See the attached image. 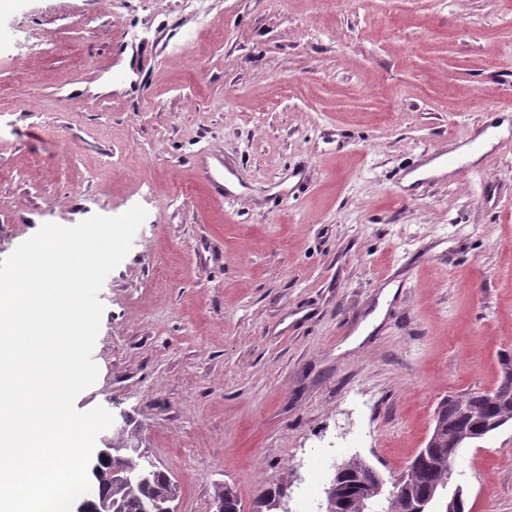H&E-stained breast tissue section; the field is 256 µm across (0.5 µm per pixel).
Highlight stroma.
Masks as SVG:
<instances>
[{"label":"stroma","instance_id":"obj_1","mask_svg":"<svg viewBox=\"0 0 512 512\" xmlns=\"http://www.w3.org/2000/svg\"><path fill=\"white\" fill-rule=\"evenodd\" d=\"M498 105L512 0H6L0 260L142 205L76 409L139 432L178 512L219 483L241 512H326L339 465L399 476L512 353V135L402 180ZM455 480L512 512V423Z\"/></svg>","mask_w":512,"mask_h":512}]
</instances>
